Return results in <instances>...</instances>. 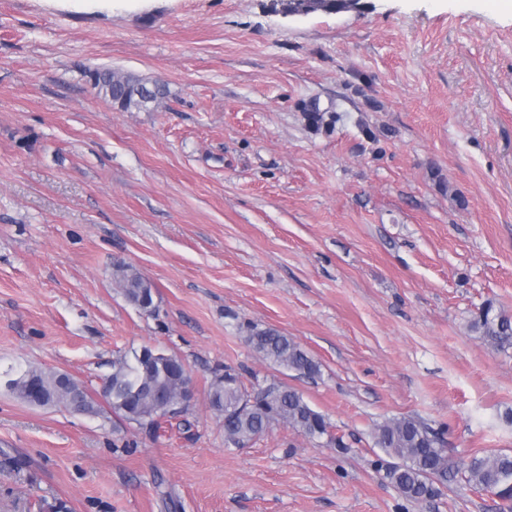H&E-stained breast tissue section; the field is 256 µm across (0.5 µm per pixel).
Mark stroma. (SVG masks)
<instances>
[{"instance_id":"obj_1","label":"stroma","mask_w":512,"mask_h":512,"mask_svg":"<svg viewBox=\"0 0 512 512\" xmlns=\"http://www.w3.org/2000/svg\"><path fill=\"white\" fill-rule=\"evenodd\" d=\"M0 0V512H512L451 482L406 499L375 430L400 416L467 460L512 452V16L498 0ZM166 85L126 112L85 70ZM153 287L124 298L117 264ZM292 337L308 379L263 360ZM176 354L195 399L151 434L9 389L29 367L101 395L117 353ZM302 392L333 436L224 441L207 391ZM289 13L299 14L314 10L340 11L354 9L359 0H286ZM483 340L498 351L512 349V315L497 310L493 303L484 304L473 322ZM246 341L264 360L300 377L314 379L321 374V365L293 338L279 330L251 325Z\"/></svg>"}]
</instances>
